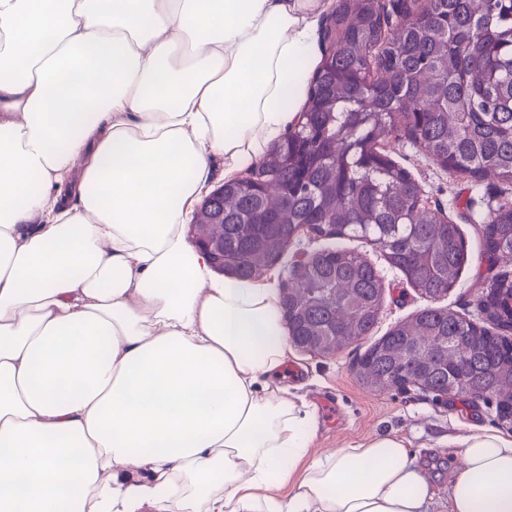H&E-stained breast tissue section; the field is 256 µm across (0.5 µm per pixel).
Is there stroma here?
<instances>
[{
	"mask_svg": "<svg viewBox=\"0 0 512 512\" xmlns=\"http://www.w3.org/2000/svg\"><path fill=\"white\" fill-rule=\"evenodd\" d=\"M386 149L412 172L426 204L441 208L458 224L467 244L468 261L443 303L459 312L475 314L477 292L492 275L481 257L482 221L489 210L512 200V186L491 176L485 177L480 186H472L440 169L404 138L390 139ZM354 247L366 253L385 283L384 310L375 330L380 337L396 322L424 307L425 301L369 245L358 241ZM363 351V346H352L325 359L298 350L288 364L283 385L317 411L314 452L347 448L381 433L400 435L409 441L429 478L433 495L427 512H448L449 484L460 467V450L447 445L446 439L476 428H499L495 402L454 394L440 397L413 389L370 391L353 371Z\"/></svg>",
	"mask_w": 512,
	"mask_h": 512,
	"instance_id": "35a3bbf8",
	"label": "stroma"
}]
</instances>
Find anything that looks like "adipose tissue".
I'll return each instance as SVG.
<instances>
[{
	"label": "adipose tissue",
	"mask_w": 512,
	"mask_h": 512,
	"mask_svg": "<svg viewBox=\"0 0 512 512\" xmlns=\"http://www.w3.org/2000/svg\"><path fill=\"white\" fill-rule=\"evenodd\" d=\"M328 7L0 0V512H425L403 438L312 454L275 288L183 230L294 122ZM452 442L450 512H512V436Z\"/></svg>",
	"instance_id": "1"
}]
</instances>
